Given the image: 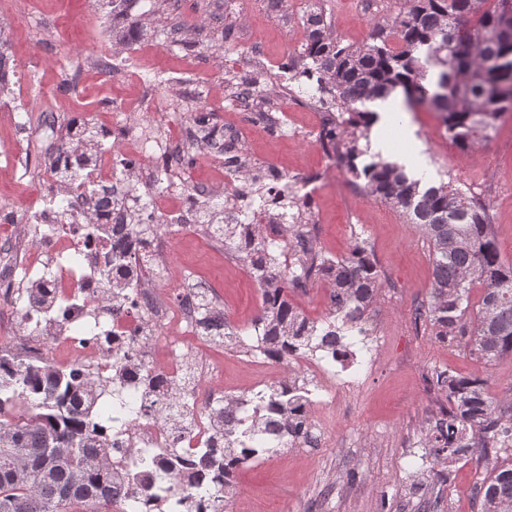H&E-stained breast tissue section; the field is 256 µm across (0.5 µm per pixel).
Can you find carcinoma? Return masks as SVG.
Listing matches in <instances>:
<instances>
[{
	"mask_svg": "<svg viewBox=\"0 0 512 512\" xmlns=\"http://www.w3.org/2000/svg\"><path fill=\"white\" fill-rule=\"evenodd\" d=\"M305 43L300 60L288 69L305 78L312 98L337 108L338 118L325 127L324 139L367 194L402 212L429 244L433 284L428 304L416 310L415 322L437 329L448 338L469 337L471 354L486 363L512 355V264L501 258L494 224L486 204L452 182L424 184L406 167L381 155L359 164L368 149L359 138H369L378 120L369 105L401 91L409 104L438 113L449 138L464 151L478 134L512 110V0H403L392 21L373 25L366 41L343 45L328 35L330 23L313 10L305 18ZM201 139L220 146L224 164L243 166L232 148L220 144L215 126L202 127ZM100 131L84 123L81 137L59 139L68 149L59 170L54 196L68 212L63 187L72 183L101 149ZM193 157L160 165L155 182L171 179L176 170L192 165ZM137 222L127 234L147 246L159 233L153 220V194L130 189ZM278 200L276 216L292 235L289 260L279 261L280 242L246 222ZM235 199L244 201L238 224L224 223L230 202L210 197L195 201L193 223L224 249L247 262L261 292L260 313L252 329L262 335L242 336V330L224 322V333L209 340L229 350L254 357L268 355L285 361L310 354L344 363L352 347H367L366 312L383 287L380 271L364 246L358 244L342 259L325 256L314 247L305 211L288 183L277 189L263 185ZM113 257L101 268L111 284L108 296L118 301L126 284L112 277ZM331 284L330 311L312 321L297 311L288 292L309 282ZM483 293L474 318H468L470 292ZM37 313L53 307L47 289L34 285ZM131 357L117 361L112 378L76 365L60 368L48 359L28 361L7 348L0 349V512H69L73 504L116 512H224L234 490L237 472L262 454H276L311 435V423L302 414V402L312 390L299 379H287L262 389L224 398L213 407L214 445L211 448L166 449L168 460L155 448H143L133 466H112V424H130L148 414L147 396L153 375L146 371L136 394L120 401L110 413H98V396L113 386L130 392L126 373ZM445 390L448 408L425 433L426 475L410 484V493L433 497L444 475L435 466L444 459L478 454L493 462L478 485L481 512H512V459L498 453L512 447V399L491 396L487 382L440 372L433 376ZM180 387L159 409L164 424L179 433L190 431L196 412L190 395L197 374L186 367Z\"/></svg>",
	"mask_w": 512,
	"mask_h": 512,
	"instance_id": "cac0c4a2",
	"label": "carcinoma"
}]
</instances>
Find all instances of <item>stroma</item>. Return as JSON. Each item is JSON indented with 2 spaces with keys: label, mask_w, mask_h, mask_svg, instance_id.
I'll return each instance as SVG.
<instances>
[{
  "label": "stroma",
  "mask_w": 512,
  "mask_h": 512,
  "mask_svg": "<svg viewBox=\"0 0 512 512\" xmlns=\"http://www.w3.org/2000/svg\"><path fill=\"white\" fill-rule=\"evenodd\" d=\"M148 8L141 0L138 18L126 22L136 29L135 39L116 45L107 0H7L0 28L25 72L24 86L9 99L16 113L32 112L48 98L60 114L59 126L80 118L116 137L121 128L113 107L134 100L141 115L152 117L146 133L153 136L166 131L170 117L193 119L189 96L209 86L214 98L205 107L208 121L234 137L250 172H287L297 194L311 202L306 221L317 227L318 247L341 258L366 241L385 282L367 315L370 340L381 353L373 359L359 352L337 368V379L353 387L320 420L328 447H293L248 464L237 475L229 512H421L408 486L413 472L428 468L422 437L448 405L445 392L429 385L427 376L445 371L478 377L501 397L512 389V355L487 364L471 354L467 339L443 340L428 326L415 325L414 310L427 303L432 286L425 238L390 205L352 197L355 178L344 165H336L332 179L313 178L312 169L326 159L302 134H318L334 114L305 94L289 92L285 68L301 50L310 10L325 14L342 44L357 45L373 21L395 16L397 0H178L175 11L154 15ZM217 13L233 31L224 47L203 41L185 49L156 36L176 24L180 37L191 38L196 24L212 22ZM103 45L112 64L108 81L97 62ZM143 49L162 82L129 76ZM246 79L257 82L253 95L240 93ZM396 119L420 145L411 172L433 182L452 181L485 202L501 257L512 263V111L496 121L471 157L452 143L436 113L411 112L401 103ZM14 139V156L0 157V167L16 170L15 177L0 176V245L12 243L18 262L25 263L33 258V246L18 239L15 215L41 185L48 145L37 121L21 137L0 121V143ZM168 232L173 259L190 284L212 292L232 324L249 330L261 298L247 264L194 225L172 224ZM199 356L236 395L287 374L285 367L214 345H203ZM440 468L448 477L441 512H480L475 488L484 466L459 459Z\"/></svg>",
  "instance_id": "35a3bbf8"
}]
</instances>
